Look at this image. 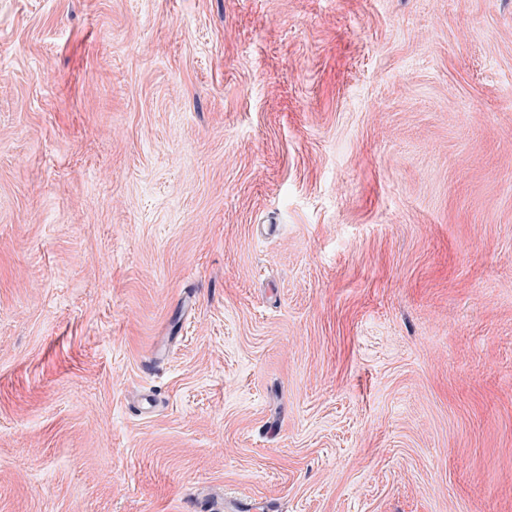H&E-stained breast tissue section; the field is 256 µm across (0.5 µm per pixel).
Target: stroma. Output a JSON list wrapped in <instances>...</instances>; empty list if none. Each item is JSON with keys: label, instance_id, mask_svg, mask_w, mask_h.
Wrapping results in <instances>:
<instances>
[{"label": "stroma", "instance_id": "35a3bbf8", "mask_svg": "<svg viewBox=\"0 0 512 512\" xmlns=\"http://www.w3.org/2000/svg\"><path fill=\"white\" fill-rule=\"evenodd\" d=\"M512 512V0H0V512Z\"/></svg>", "mask_w": 512, "mask_h": 512}]
</instances>
